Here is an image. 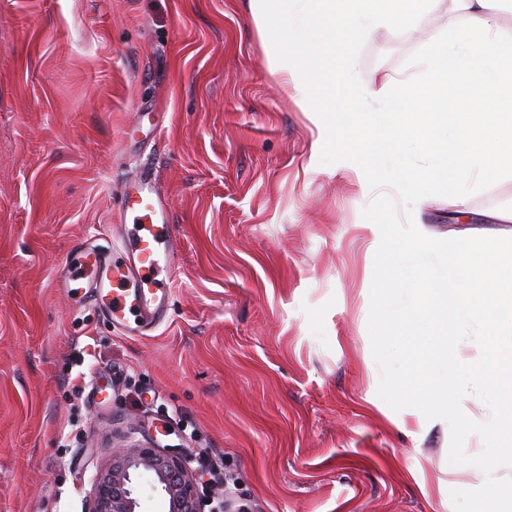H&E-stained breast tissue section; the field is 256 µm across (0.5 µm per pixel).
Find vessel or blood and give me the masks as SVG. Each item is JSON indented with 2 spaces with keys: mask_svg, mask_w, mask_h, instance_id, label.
I'll return each mask as SVG.
<instances>
[{
  "mask_svg": "<svg viewBox=\"0 0 512 512\" xmlns=\"http://www.w3.org/2000/svg\"><path fill=\"white\" fill-rule=\"evenodd\" d=\"M120 196L125 219L120 245L81 247L60 281L63 288L92 294L115 328L142 336L165 318L181 240L170 231L171 212L151 178L126 181Z\"/></svg>",
  "mask_w": 512,
  "mask_h": 512,
  "instance_id": "obj_1",
  "label": "vessel or blood"
}]
</instances>
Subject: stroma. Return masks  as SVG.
<instances>
[{"instance_id":"35a3bbf8","label":"stroma","mask_w":512,"mask_h":512,"mask_svg":"<svg viewBox=\"0 0 512 512\" xmlns=\"http://www.w3.org/2000/svg\"><path fill=\"white\" fill-rule=\"evenodd\" d=\"M451 17L368 37L364 87L415 75L406 58ZM267 45L248 0H0V512H88L137 444L223 459L198 486L247 512H454L450 490L480 487L449 464L447 423L412 436L377 394L373 193L320 164L324 125ZM138 173L183 250L167 320L126 336L56 276L119 237L115 191ZM414 219L512 237V177ZM423 475L444 494L426 500Z\"/></svg>"}]
</instances>
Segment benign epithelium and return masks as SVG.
Returning <instances> with one entry per match:
<instances>
[{"instance_id":"1","label":"benign epithelium","mask_w":512,"mask_h":512,"mask_svg":"<svg viewBox=\"0 0 512 512\" xmlns=\"http://www.w3.org/2000/svg\"><path fill=\"white\" fill-rule=\"evenodd\" d=\"M145 477L168 498L169 512H203L198 484L189 460L156 448H128L96 479L89 512H139L133 480Z\"/></svg>"}]
</instances>
